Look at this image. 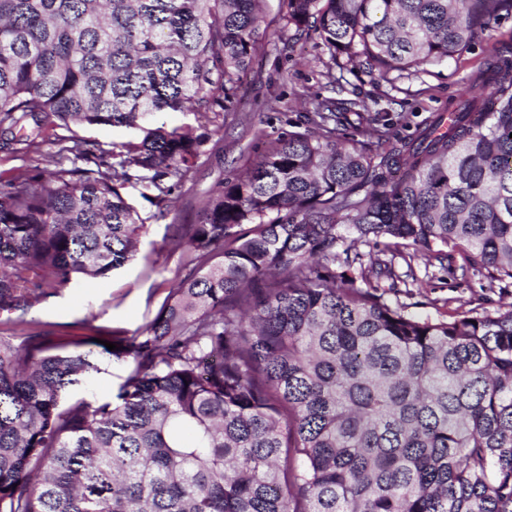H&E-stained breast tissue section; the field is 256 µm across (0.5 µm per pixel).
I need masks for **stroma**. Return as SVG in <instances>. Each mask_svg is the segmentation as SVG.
Returning <instances> with one entry per match:
<instances>
[{
    "label": "stroma",
    "instance_id": "obj_1",
    "mask_svg": "<svg viewBox=\"0 0 512 512\" xmlns=\"http://www.w3.org/2000/svg\"><path fill=\"white\" fill-rule=\"evenodd\" d=\"M261 46L243 77L234 111L211 113V140L197 167L178 184L169 200L158 201L155 190L130 183L125 187L142 230L138 254L104 279H79L52 295L40 298L27 324H0V336L23 344L41 331L59 350L84 349L93 339L113 341L130 337L150 322L173 285L186 273L187 250L179 246L188 225L196 223L217 177L230 180L250 169L282 135L304 131V105L315 97L333 95L327 72L330 56L314 28L285 27L280 0H263ZM512 46V14L489 21L477 32L469 50L417 74L391 73L388 78L358 71L348 75L345 97L359 96L369 112H388L392 134L407 138L429 118L447 111L467 80ZM137 131L125 127L73 125L46 128L40 146L49 161L62 138L96 141L104 147L135 140ZM397 273L413 272L414 281L387 290L389 305H403L406 313L424 319H443L475 310L496 312L512 303V284L490 285L480 267L461 257L418 256L395 259ZM131 361H101L100 372L72 387L67 399L109 401L131 369Z\"/></svg>",
    "mask_w": 512,
    "mask_h": 512
}]
</instances>
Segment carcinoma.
Segmentation results:
<instances>
[{
	"label": "carcinoma",
	"instance_id": "carcinoma-1",
	"mask_svg": "<svg viewBox=\"0 0 512 512\" xmlns=\"http://www.w3.org/2000/svg\"><path fill=\"white\" fill-rule=\"evenodd\" d=\"M262 0H0V135L35 175L0 177V314L134 259L122 189L157 199L209 132L165 111L232 110ZM333 62L383 77L466 51L512 0H282ZM310 102L245 175L216 179L189 273L139 335L116 400L63 395L94 352L0 336V512H512V304L420 319L376 278L404 251L457 252L512 281V58L470 79L410 138ZM126 127L116 153H30L49 125ZM388 142L382 153L347 137ZM93 164L80 168L76 161ZM188 429L192 440L179 432Z\"/></svg>",
	"mask_w": 512,
	"mask_h": 512
}]
</instances>
